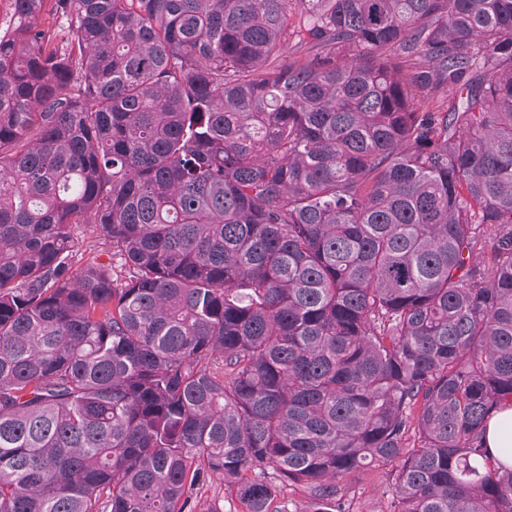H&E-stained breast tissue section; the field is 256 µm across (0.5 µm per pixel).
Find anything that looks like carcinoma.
Segmentation results:
<instances>
[{"label": "carcinoma", "instance_id": "cac0c4a2", "mask_svg": "<svg viewBox=\"0 0 512 512\" xmlns=\"http://www.w3.org/2000/svg\"><path fill=\"white\" fill-rule=\"evenodd\" d=\"M10 2L0 512H512V0ZM77 237L84 241V246L77 256V266L96 258L98 261L109 263L110 256L104 252L103 246L97 243V234L92 224H80L75 230ZM94 245V246H93ZM91 248V250H90ZM486 444L498 454L501 461L512 464L510 457L499 453L500 448H512V409L507 408L498 412L489 422L486 433ZM389 468H370L352 473L341 481L353 498L354 512H386L394 492ZM193 499L195 503L198 501L194 512H206L205 510L210 505L220 507L221 512H247L236 493L226 490L224 484L216 479L204 486L198 492L197 498L196 493H194ZM285 506L288 512H310V502L304 492L299 486H290L286 488L281 494L279 499L272 505V509Z\"/></svg>", "mask_w": 512, "mask_h": 512}]
</instances>
